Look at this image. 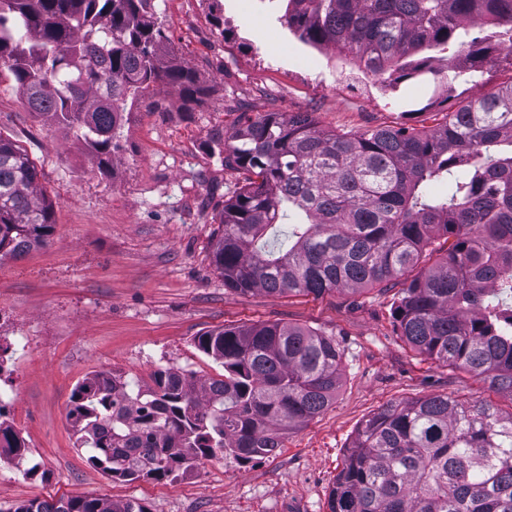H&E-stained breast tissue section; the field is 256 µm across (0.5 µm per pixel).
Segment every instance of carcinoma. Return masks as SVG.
I'll use <instances>...</instances> for the list:
<instances>
[{
    "label": "carcinoma",
    "instance_id": "carcinoma-1",
    "mask_svg": "<svg viewBox=\"0 0 512 512\" xmlns=\"http://www.w3.org/2000/svg\"><path fill=\"white\" fill-rule=\"evenodd\" d=\"M154 0H0V73L31 112L72 128L99 164L120 116L156 85L192 101L193 73L166 63ZM301 42L353 55L381 84L430 50L438 81L512 59V0H286ZM494 32L483 34L484 29ZM224 165L244 175L224 201L212 260L238 293L320 297L400 280L394 327L414 350L512 400V80L455 101L429 128L319 129L307 112L238 117ZM28 153L0 136V258L45 245L54 202ZM445 184L440 196L430 193ZM288 224V245L270 231ZM453 239L442 255L429 246ZM198 349L224 368H169L132 387L95 373L68 413L89 462L114 480H174L213 459L275 454L336 398L343 352L315 330L264 322L209 330ZM28 449L0 420V454ZM329 512H512V412L435 395L384 405L357 428ZM7 512H148L135 500H31Z\"/></svg>",
    "mask_w": 512,
    "mask_h": 512
}]
</instances>
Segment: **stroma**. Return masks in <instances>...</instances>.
<instances>
[{"label": "stroma", "mask_w": 512, "mask_h": 512, "mask_svg": "<svg viewBox=\"0 0 512 512\" xmlns=\"http://www.w3.org/2000/svg\"><path fill=\"white\" fill-rule=\"evenodd\" d=\"M223 24H216V16ZM165 55L191 69L203 101L159 85L125 113L106 166L73 130L28 112L0 78V134L35 162L55 202L46 245L0 259V418L29 453L0 471V512L38 499H134L149 512H329L328 494L358 426L391 401L447 394L512 400L463 371L416 353L393 327L394 290L271 297L236 293L212 262V239L240 175L218 140L231 139L235 106L250 115L307 112L325 130L430 125V76L381 87L337 69L352 57L301 43L263 0H155ZM512 78V61L460 77L462 99ZM281 322L334 338L343 353L333 403L289 431L275 455L241 465L213 460L172 481L112 479L93 467L67 419L71 393L91 373L149 382L159 369L197 376L222 368L195 339L224 326Z\"/></svg>", "instance_id": "35a3bbf8"}]
</instances>
